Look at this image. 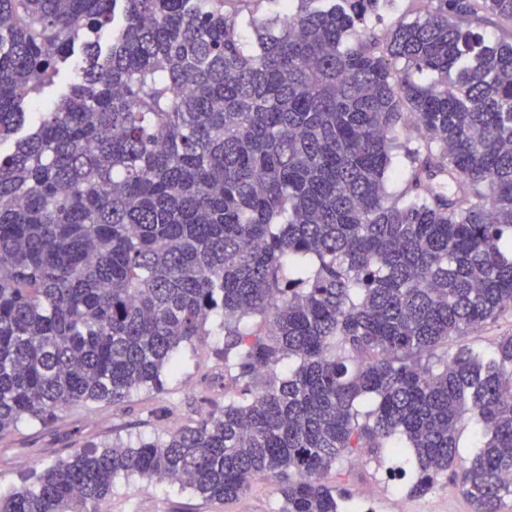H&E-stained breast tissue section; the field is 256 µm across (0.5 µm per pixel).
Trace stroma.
I'll return each instance as SVG.
<instances>
[{
    "mask_svg": "<svg viewBox=\"0 0 512 512\" xmlns=\"http://www.w3.org/2000/svg\"><path fill=\"white\" fill-rule=\"evenodd\" d=\"M224 340L208 336L182 350V370L164 378L162 390H137L116 404H92L60 412L50 425L21 423L0 435V491L21 484L45 467L78 451L118 439L126 443L152 439L192 424L203 402L224 404V364L217 355ZM349 488L354 497L370 500L377 512H471L456 482L442 475L423 495L406 491L412 464L396 458L354 461ZM280 501L269 482L255 484L237 500L211 503L167 482L119 480L100 512H278Z\"/></svg>",
    "mask_w": 512,
    "mask_h": 512,
    "instance_id": "obj_1",
    "label": "stroma"
}]
</instances>
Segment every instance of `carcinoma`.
<instances>
[{
  "instance_id": "cac0c4a2",
  "label": "carcinoma",
  "mask_w": 512,
  "mask_h": 512,
  "mask_svg": "<svg viewBox=\"0 0 512 512\" xmlns=\"http://www.w3.org/2000/svg\"><path fill=\"white\" fill-rule=\"evenodd\" d=\"M278 4L265 15L229 3ZM0 0V433L160 390L224 337V409L81 450L0 512H99L120 478L350 512L336 464L413 460L472 512L512 497V0ZM402 180L392 194L387 182ZM473 429L474 451L460 452ZM421 5L412 0H395L394 8L383 13V21L381 23L372 21L376 25V32L385 33L394 21L400 16H406L411 19L416 16V11ZM512 334V313L506 314L498 321L470 330L465 336L457 338L458 342L492 347L500 336Z\"/></svg>"
}]
</instances>
